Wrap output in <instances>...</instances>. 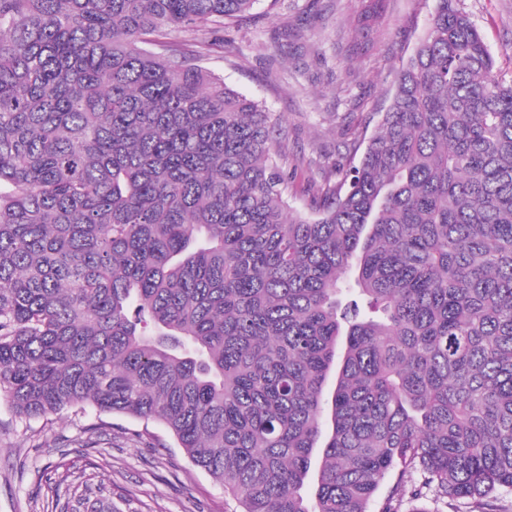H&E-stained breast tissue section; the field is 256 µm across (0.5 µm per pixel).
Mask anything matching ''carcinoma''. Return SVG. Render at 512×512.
I'll use <instances>...</instances> for the list:
<instances>
[{"label":"carcinoma","mask_w":512,"mask_h":512,"mask_svg":"<svg viewBox=\"0 0 512 512\" xmlns=\"http://www.w3.org/2000/svg\"><path fill=\"white\" fill-rule=\"evenodd\" d=\"M257 2L0 0V402L159 420L240 512H494L512 83L434 0L358 161L293 215L288 130L198 50ZM450 503L452 505H449ZM470 507L471 504L466 499L449 501V499L437 497L433 493H427L421 499L407 503L402 510L404 512H412V510L417 509H423L427 512H468L471 510Z\"/></svg>","instance_id":"1"}]
</instances>
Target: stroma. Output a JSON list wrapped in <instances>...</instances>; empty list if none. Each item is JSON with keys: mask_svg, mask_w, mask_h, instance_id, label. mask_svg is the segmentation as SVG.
<instances>
[{"mask_svg": "<svg viewBox=\"0 0 512 512\" xmlns=\"http://www.w3.org/2000/svg\"><path fill=\"white\" fill-rule=\"evenodd\" d=\"M433 0H385L371 51L355 47L364 0H258L225 26L203 64L288 128L303 173L288 205L307 210L308 181L337 182L355 136L371 135L396 73L426 29ZM498 77L512 82V0H458ZM153 420L67 408L32 420L0 404V512H237Z\"/></svg>", "mask_w": 512, "mask_h": 512, "instance_id": "stroma-1", "label": "stroma"}]
</instances>
